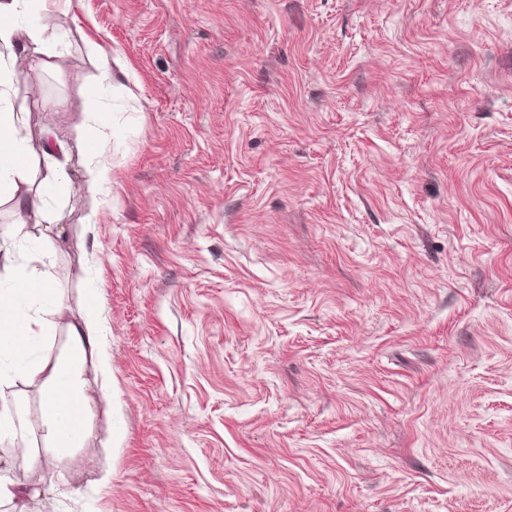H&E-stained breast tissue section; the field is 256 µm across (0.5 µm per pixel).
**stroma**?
<instances>
[{
	"instance_id": "35a3bbf8",
	"label": "stroma",
	"mask_w": 512,
	"mask_h": 512,
	"mask_svg": "<svg viewBox=\"0 0 512 512\" xmlns=\"http://www.w3.org/2000/svg\"><path fill=\"white\" fill-rule=\"evenodd\" d=\"M58 28L23 134L111 181L13 257L65 303L34 358L91 300L98 345L75 447L42 381L0 385V512H512V0H70Z\"/></svg>"
}]
</instances>
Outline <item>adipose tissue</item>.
<instances>
[{
  "label": "adipose tissue",
  "instance_id": "ef3b65f1",
  "mask_svg": "<svg viewBox=\"0 0 512 512\" xmlns=\"http://www.w3.org/2000/svg\"><path fill=\"white\" fill-rule=\"evenodd\" d=\"M67 0H0V198L16 209L40 208L50 192L69 181L64 164L46 169L38 191H30L32 157L22 134L23 116L10 102L15 79L23 74L29 54L44 52L58 36L55 17ZM49 301L61 311L63 300L49 272L33 275L25 266L10 263L0 268V358L14 360V370L0 368V380L19 373L46 377L42 424L59 443L85 432V396L80 391L77 362L94 349L98 332L97 305L88 302L81 324L72 326L71 360L34 361V341L45 336L48 324L38 305Z\"/></svg>",
  "mask_w": 512,
  "mask_h": 512
}]
</instances>
